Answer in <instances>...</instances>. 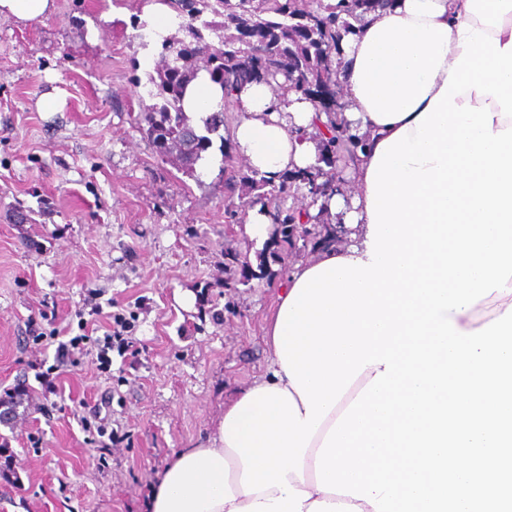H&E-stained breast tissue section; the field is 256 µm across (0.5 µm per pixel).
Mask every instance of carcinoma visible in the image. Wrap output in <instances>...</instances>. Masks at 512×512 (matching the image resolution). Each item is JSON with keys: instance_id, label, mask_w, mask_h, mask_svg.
Here are the masks:
<instances>
[{"instance_id": "1", "label": "carcinoma", "mask_w": 512, "mask_h": 512, "mask_svg": "<svg viewBox=\"0 0 512 512\" xmlns=\"http://www.w3.org/2000/svg\"><path fill=\"white\" fill-rule=\"evenodd\" d=\"M182 18L179 30L185 39L173 36L161 42V61L148 74L157 102L140 113L145 135L156 151L174 153L182 168L191 173L212 144L211 135L224 125V111L210 113L202 126L191 124L182 101L186 86L204 69L213 82L231 98L245 85L263 78L275 85L279 104L285 106L286 93L317 86L332 98L342 92L332 55L340 52L341 40L357 32L364 14L382 9L388 0H174ZM326 167L288 172L279 180L247 170L225 185L228 196L238 186L255 191L248 205H261L268 214L276 249L260 255L259 271L247 257L237 252L224 254V266L239 272V283L254 278L276 276L270 263L278 262V251L292 249L296 225L303 214L284 208L287 198L306 189L316 199L336 193L347 165L354 163L357 151L365 148L361 137L339 133L331 118L317 127ZM334 224H321L309 240L316 251L336 244Z\"/></svg>"}]
</instances>
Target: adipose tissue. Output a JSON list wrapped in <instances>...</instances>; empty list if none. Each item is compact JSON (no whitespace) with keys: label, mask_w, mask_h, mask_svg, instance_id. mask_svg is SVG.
I'll list each match as a JSON object with an SVG mask.
<instances>
[{"label":"adipose tissue","mask_w":512,"mask_h":512,"mask_svg":"<svg viewBox=\"0 0 512 512\" xmlns=\"http://www.w3.org/2000/svg\"><path fill=\"white\" fill-rule=\"evenodd\" d=\"M473 27L501 43L512 41V0H390L387 7L368 15L361 29L342 43L339 79L347 93L343 116L350 132L365 134L369 145L360 153L350 176L356 184L352 198L334 195L327 209L342 224L346 244L317 253L296 264L280 288L286 300L306 271L325 261L365 258L369 232L367 214L368 169L376 149L401 127L413 125L443 86L449 68L461 53L458 28ZM222 87L202 73L188 86L184 110L194 118L217 109ZM289 104L276 110L272 88L255 82L235 93L232 106L240 114L234 129L239 152L253 170L265 176L304 170L317 162L318 145L310 139L316 107L302 94L290 93ZM306 137H298V130ZM508 292L494 293L462 313L453 314L458 329L471 332L501 317L512 305V279ZM378 371L369 366L329 413L306 450L302 473H289L294 489L307 491L302 512H375L365 500L325 493L317 488L315 455L336 419ZM243 464L239 454L216 434L208 448H185L164 470L150 501L151 512H238L239 508L279 497L277 488L244 494Z\"/></svg>","instance_id":"1"}]
</instances>
